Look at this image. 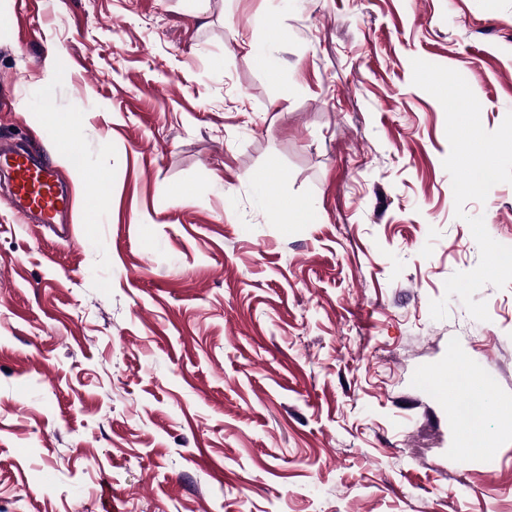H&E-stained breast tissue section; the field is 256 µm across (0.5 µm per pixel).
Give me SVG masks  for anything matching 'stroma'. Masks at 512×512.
Segmentation results:
<instances>
[{
  "label": "stroma",
  "instance_id": "1",
  "mask_svg": "<svg viewBox=\"0 0 512 512\" xmlns=\"http://www.w3.org/2000/svg\"><path fill=\"white\" fill-rule=\"evenodd\" d=\"M415 58L496 130L512 0H0V139L51 157L49 94L112 172L59 166L65 224L0 203V512H512V284L430 316L479 248ZM465 211L512 246V184ZM280 223L283 224H315L319 221V213L309 205L298 201H288L278 207Z\"/></svg>",
  "mask_w": 512,
  "mask_h": 512
}]
</instances>
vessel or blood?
Segmentation results:
<instances>
[{
  "label": "vessel or blood",
  "instance_id": "b4317fda",
  "mask_svg": "<svg viewBox=\"0 0 512 512\" xmlns=\"http://www.w3.org/2000/svg\"><path fill=\"white\" fill-rule=\"evenodd\" d=\"M0 170L10 178L6 203L25 215L39 216L42 223H54L68 208V200L59 189L56 169L28 153L0 148Z\"/></svg>",
  "mask_w": 512,
  "mask_h": 512
}]
</instances>
